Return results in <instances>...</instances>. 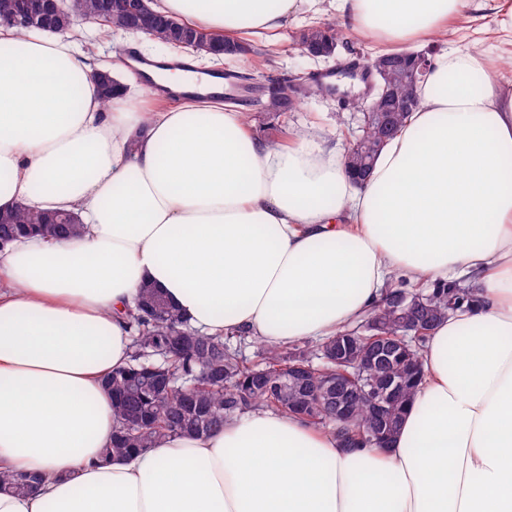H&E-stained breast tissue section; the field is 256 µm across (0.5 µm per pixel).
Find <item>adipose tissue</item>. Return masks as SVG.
<instances>
[{
    "instance_id": "ef3b65f1",
    "label": "adipose tissue",
    "mask_w": 512,
    "mask_h": 512,
    "mask_svg": "<svg viewBox=\"0 0 512 512\" xmlns=\"http://www.w3.org/2000/svg\"><path fill=\"white\" fill-rule=\"evenodd\" d=\"M300 0H154L234 39L283 29ZM386 49L458 35L487 13L512 47V0H329ZM418 102L355 185L323 140L258 139L223 101L116 88L53 34L0 28V211L81 219L77 236L0 250V512H512V79L481 41L433 53ZM473 281L440 322L385 447L343 448L255 409L104 464L113 368L142 284L209 335L322 340L394 274Z\"/></svg>"
}]
</instances>
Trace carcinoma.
I'll list each match as a JSON object with an SVG mask.
<instances>
[{"label":"carcinoma","mask_w":512,"mask_h":512,"mask_svg":"<svg viewBox=\"0 0 512 512\" xmlns=\"http://www.w3.org/2000/svg\"><path fill=\"white\" fill-rule=\"evenodd\" d=\"M103 2L64 0L63 6L70 15L92 22L98 19ZM327 30L336 33V42H343L344 34L331 22H320L303 30L299 42L320 41ZM15 32L56 34L58 30L37 8L32 11L28 25L16 28ZM151 36L175 49L184 44L191 50L197 41L214 50L227 44L224 36L183 22L177 27L164 22L152 30ZM231 77L245 93L243 98L228 96L231 104L259 106L278 114L293 111L309 96L327 93L316 81L304 87L286 81L279 95L261 98L251 90L257 81L254 75L234 72ZM408 117L409 111L401 110L373 112L361 120L359 132L352 136V153L346 161L348 171H356L360 179H367L379 152ZM41 232L76 236L80 225L72 215L48 217L23 206L0 212V241ZM474 288V284L446 283L420 291L425 296L427 324L409 328L403 322L399 299L411 293V289L401 281L390 286L381 302L356 325L314 345L264 347L261 359L253 362L240 347L232 345L231 337L211 336L194 328L163 294L144 284L135 308L129 312L138 331L132 363L113 371L106 382L112 394L115 430L111 446L102 449V457L109 461L116 456L143 452L177 433L205 435L223 428L229 418L257 408L303 419L333 434L344 448L372 446V432L378 421L368 402L363 400L353 407L349 422L337 421L326 406V397L336 398V391L326 390L328 378L342 368L349 374L345 384L355 388L379 383L389 372L396 374L402 370L410 375L421 367L419 352L431 331L450 312L471 300ZM374 336H384L392 345V362L364 368L362 354ZM348 337L354 338L357 345L353 347L351 362L342 366L325 355L323 347ZM295 364L304 367L302 380L297 384L288 380V366ZM416 386L415 381L406 383L399 400L387 405L388 424L383 428L387 436L395 433ZM325 390L328 396H315ZM34 481L32 475L0 472V484L20 494L27 492Z\"/></svg>","instance_id":"cac0c4a2"}]
</instances>
